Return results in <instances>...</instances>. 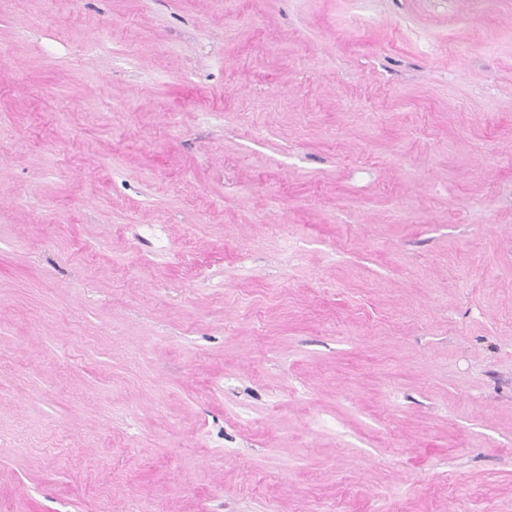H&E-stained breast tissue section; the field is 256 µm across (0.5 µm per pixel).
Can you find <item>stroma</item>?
Returning <instances> with one entry per match:
<instances>
[{
  "instance_id": "stroma-1",
  "label": "stroma",
  "mask_w": 512,
  "mask_h": 512,
  "mask_svg": "<svg viewBox=\"0 0 512 512\" xmlns=\"http://www.w3.org/2000/svg\"><path fill=\"white\" fill-rule=\"evenodd\" d=\"M0 512H512V0H0Z\"/></svg>"
}]
</instances>
